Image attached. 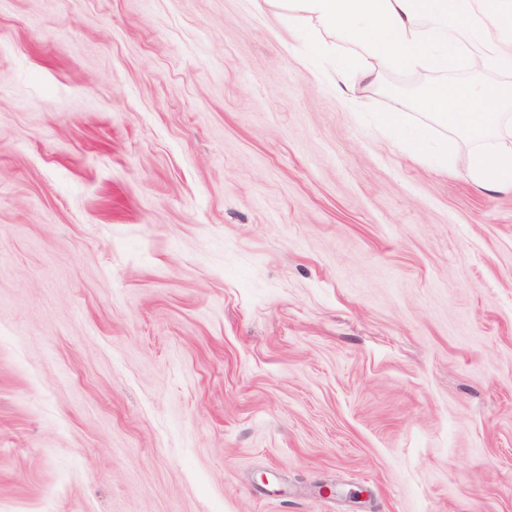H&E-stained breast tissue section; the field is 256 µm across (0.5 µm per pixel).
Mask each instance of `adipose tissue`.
Instances as JSON below:
<instances>
[{"instance_id": "obj_1", "label": "adipose tissue", "mask_w": 512, "mask_h": 512, "mask_svg": "<svg viewBox=\"0 0 512 512\" xmlns=\"http://www.w3.org/2000/svg\"><path fill=\"white\" fill-rule=\"evenodd\" d=\"M290 15L307 20L313 53L330 60L355 49L357 67L337 70L342 84L371 79L385 68H448L449 54L475 67L512 71V0H282ZM417 105L436 123L475 144L468 176L483 189L512 191V86L437 84Z\"/></svg>"}]
</instances>
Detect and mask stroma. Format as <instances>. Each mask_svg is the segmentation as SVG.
Returning a JSON list of instances; mask_svg holds the SVG:
<instances>
[{
    "mask_svg": "<svg viewBox=\"0 0 512 512\" xmlns=\"http://www.w3.org/2000/svg\"><path fill=\"white\" fill-rule=\"evenodd\" d=\"M279 10L0 0V512H512V193L389 92L512 73Z\"/></svg>",
    "mask_w": 512,
    "mask_h": 512,
    "instance_id": "35a3bbf8",
    "label": "stroma"
}]
</instances>
